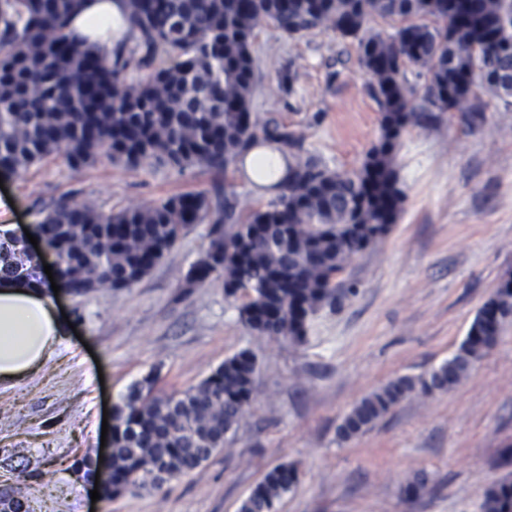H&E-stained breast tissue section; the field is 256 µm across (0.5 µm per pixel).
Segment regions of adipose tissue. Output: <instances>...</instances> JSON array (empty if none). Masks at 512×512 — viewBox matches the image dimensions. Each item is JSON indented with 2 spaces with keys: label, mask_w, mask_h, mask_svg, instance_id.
Returning a JSON list of instances; mask_svg holds the SVG:
<instances>
[{
  "label": "adipose tissue",
  "mask_w": 512,
  "mask_h": 512,
  "mask_svg": "<svg viewBox=\"0 0 512 512\" xmlns=\"http://www.w3.org/2000/svg\"><path fill=\"white\" fill-rule=\"evenodd\" d=\"M64 325L53 289L0 277V385L39 371L53 355Z\"/></svg>",
  "instance_id": "obj_1"
}]
</instances>
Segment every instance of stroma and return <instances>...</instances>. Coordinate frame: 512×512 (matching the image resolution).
<instances>
[{
	"label": "stroma",
	"instance_id": "1",
	"mask_svg": "<svg viewBox=\"0 0 512 512\" xmlns=\"http://www.w3.org/2000/svg\"><path fill=\"white\" fill-rule=\"evenodd\" d=\"M253 53V117L302 131L305 153L331 169L359 166L380 137V109L355 46L329 31L291 40L265 25ZM396 167L399 217L352 257L340 279L354 295L312 317L304 342L252 333L223 280L184 287L208 246L205 224L133 286L61 297L73 331L37 376L0 388V489L24 477L50 512H237L269 470L293 462L300 481L277 512H481L485 488L512 474V320L456 386L412 393L350 440L337 428L391 379L448 360L512 272V112L488 106L473 131L454 112L409 127ZM219 182L254 202L275 195L239 164L179 175L103 155L78 173L58 158L26 179L0 178V198H11L24 229L67 192L108 212ZM244 349L257 358L256 392L223 452L159 491L95 501L92 484L71 477L76 457L100 447L104 411L135 382L154 371L159 391H181ZM421 474L424 488L409 494Z\"/></svg>",
	"mask_w": 512,
	"mask_h": 512
}]
</instances>
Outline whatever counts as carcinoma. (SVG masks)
<instances>
[{
    "instance_id": "obj_1",
    "label": "carcinoma",
    "mask_w": 512,
    "mask_h": 512,
    "mask_svg": "<svg viewBox=\"0 0 512 512\" xmlns=\"http://www.w3.org/2000/svg\"><path fill=\"white\" fill-rule=\"evenodd\" d=\"M87 0H0V168L17 177L58 156L75 171L105 153L130 166L182 175L225 172L269 146L285 162L275 198L248 208L233 186L188 191L108 213L66 193L39 209L33 230L54 259L56 284L76 295L128 288L145 277L193 224L209 244L184 287L215 276L243 299L241 322L260 336L302 342L308 322L334 308L353 256L396 223L404 194L395 151L423 112H456L466 127L485 103L512 111V0H124L104 33L112 49L89 48L73 23ZM395 31H375L374 19ZM289 39L331 31L356 45L367 92L380 107L379 142L360 167L338 172L302 156L303 134L252 118L258 29ZM419 69L423 83L405 72ZM512 318V275L482 305L447 361L401 376L365 396L337 434L364 432L415 391L467 377ZM256 356L241 350L183 391L159 394L151 372L130 390L112 428L105 495L119 496L189 474L224 449L255 394ZM282 463L241 501L239 512H276L299 482ZM481 512H512V480L489 486Z\"/></svg>"
}]
</instances>
